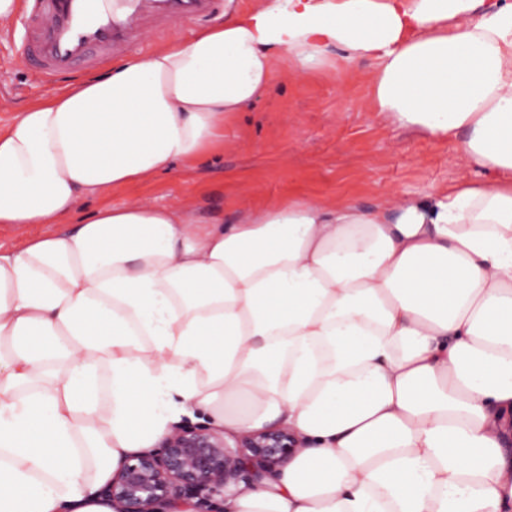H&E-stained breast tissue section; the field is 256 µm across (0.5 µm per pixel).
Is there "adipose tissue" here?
<instances>
[{"mask_svg":"<svg viewBox=\"0 0 512 512\" xmlns=\"http://www.w3.org/2000/svg\"><path fill=\"white\" fill-rule=\"evenodd\" d=\"M0 129V512H114L120 460L205 413L299 439L225 512H512V0H263ZM370 61L375 112L477 174L200 223L82 201L193 164L278 66Z\"/></svg>","mask_w":512,"mask_h":512,"instance_id":"1","label":"adipose tissue"}]
</instances>
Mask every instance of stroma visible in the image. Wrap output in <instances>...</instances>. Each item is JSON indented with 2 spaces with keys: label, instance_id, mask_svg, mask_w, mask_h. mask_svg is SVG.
<instances>
[{
  "label": "stroma",
  "instance_id": "1",
  "mask_svg": "<svg viewBox=\"0 0 512 512\" xmlns=\"http://www.w3.org/2000/svg\"><path fill=\"white\" fill-rule=\"evenodd\" d=\"M20 16L0 24V125L57 90L19 51ZM371 63L309 73L278 69L270 88L224 128V142L189 167L83 202L81 214L108 204L190 203L201 221L233 220L248 206L304 196L372 207L470 175L460 144L420 137L374 111Z\"/></svg>",
  "mask_w": 512,
  "mask_h": 512
}]
</instances>
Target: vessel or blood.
<instances>
[{"label": "vessel or blood", "mask_w": 512, "mask_h": 512, "mask_svg": "<svg viewBox=\"0 0 512 512\" xmlns=\"http://www.w3.org/2000/svg\"><path fill=\"white\" fill-rule=\"evenodd\" d=\"M218 0H34L25 54L46 77L89 74L180 22L210 17Z\"/></svg>", "instance_id": "b4317fda"}]
</instances>
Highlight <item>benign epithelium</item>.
I'll use <instances>...</instances> for the list:
<instances>
[{
  "label": "benign epithelium",
  "instance_id": "7a95c632",
  "mask_svg": "<svg viewBox=\"0 0 512 512\" xmlns=\"http://www.w3.org/2000/svg\"><path fill=\"white\" fill-rule=\"evenodd\" d=\"M297 448L284 427L244 435L234 447L208 429H177L158 451L127 454L104 494L116 512H174L185 498L210 502L229 484L275 472Z\"/></svg>",
  "mask_w": 512,
  "mask_h": 512
}]
</instances>
